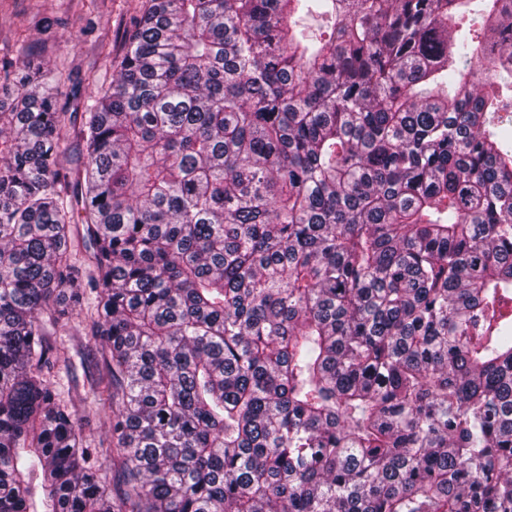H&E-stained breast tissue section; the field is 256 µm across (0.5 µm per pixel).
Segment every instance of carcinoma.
Masks as SVG:
<instances>
[{
    "label": "carcinoma",
    "instance_id": "1",
    "mask_svg": "<svg viewBox=\"0 0 512 512\" xmlns=\"http://www.w3.org/2000/svg\"><path fill=\"white\" fill-rule=\"evenodd\" d=\"M124 44L78 127L0 56V512H512V0H144Z\"/></svg>",
    "mask_w": 512,
    "mask_h": 512
}]
</instances>
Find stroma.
<instances>
[{
    "mask_svg": "<svg viewBox=\"0 0 512 512\" xmlns=\"http://www.w3.org/2000/svg\"><path fill=\"white\" fill-rule=\"evenodd\" d=\"M141 0H0V50L37 41L38 60L66 74L59 104L76 108L89 75L111 81L110 58L121 56L123 35Z\"/></svg>",
    "mask_w": 512,
    "mask_h": 512,
    "instance_id": "35a3bbf8",
    "label": "stroma"
}]
</instances>
